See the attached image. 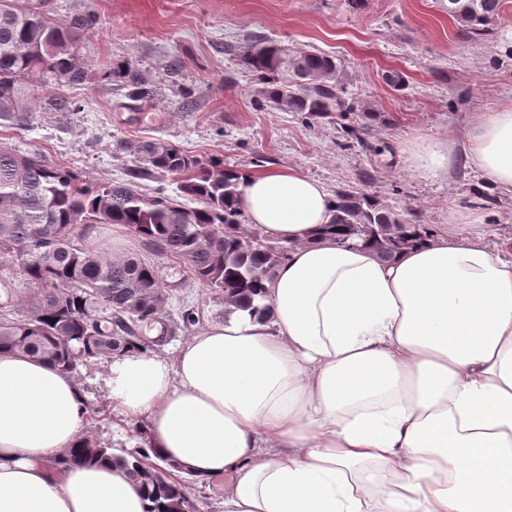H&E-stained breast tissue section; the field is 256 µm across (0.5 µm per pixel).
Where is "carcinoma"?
Listing matches in <instances>:
<instances>
[{"label": "carcinoma", "instance_id": "cac0c4a2", "mask_svg": "<svg viewBox=\"0 0 512 512\" xmlns=\"http://www.w3.org/2000/svg\"><path fill=\"white\" fill-rule=\"evenodd\" d=\"M42 0H0V127H24L31 103L46 112H75L81 99L72 90L93 80L81 54L85 34L100 26L87 11L59 22L41 10ZM469 37L491 33L501 0H440ZM246 61L260 77L264 103L295 112L306 123H334L347 144L368 148L369 131L385 124L380 112L356 111L346 95L341 64L313 51L288 48L255 38ZM103 75L126 89V98L153 96L148 73L131 61ZM126 179L89 183L78 172L54 165L38 153L0 141V264L16 267L35 285L21 299L0 279V354L33 357L75 375L150 343L143 329L165 330L166 299L160 296L156 266L137 254L114 257L92 241L99 224L123 227L127 236L151 252L185 265L187 278L224 299L233 310L262 315L265 284L287 259L288 247L268 241L237 207L245 175L221 158L202 160L159 139L129 146ZM172 175L179 193L148 181ZM371 172L360 175L362 189L339 190L330 202L331 219L321 234L343 247L365 246L383 261L434 236L410 209L398 210L365 190ZM23 314H18V304ZM122 464L145 492V512H198L188 497L192 479L177 476L146 449H116L87 431L51 462L60 474L73 463Z\"/></svg>", "mask_w": 512, "mask_h": 512}]
</instances>
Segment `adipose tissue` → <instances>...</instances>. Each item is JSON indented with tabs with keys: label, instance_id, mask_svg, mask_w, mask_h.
<instances>
[{
	"label": "adipose tissue",
	"instance_id": "1",
	"mask_svg": "<svg viewBox=\"0 0 512 512\" xmlns=\"http://www.w3.org/2000/svg\"><path fill=\"white\" fill-rule=\"evenodd\" d=\"M466 157L512 187V105L482 113ZM327 187L248 177L249 224L289 246L266 317L225 316L168 361L114 357L116 411L218 512H512V253L451 232L385 262L317 232ZM86 428L68 373L0 354V512H144L113 464L47 467Z\"/></svg>",
	"mask_w": 512,
	"mask_h": 512
}]
</instances>
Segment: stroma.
Instances as JSON below:
<instances>
[{
	"label": "stroma",
	"mask_w": 512,
	"mask_h": 512,
	"mask_svg": "<svg viewBox=\"0 0 512 512\" xmlns=\"http://www.w3.org/2000/svg\"><path fill=\"white\" fill-rule=\"evenodd\" d=\"M58 20L92 10L103 26L81 49L98 67L138 61L153 78L154 96L134 110L119 88L99 83L82 91L77 112H36L21 129L0 128V140L79 172L92 183L119 182L126 146L160 139L190 154L219 157L247 175L292 169L329 191L353 186L360 171L375 173L370 190L381 202L411 209L436 233L455 212L493 249L512 248V187L483 181L467 162L468 134L481 113L512 105V0H505L490 36H463L439 0H50ZM260 36L289 50L320 52L341 61L347 94L359 109L383 113L369 148L341 147L335 124L309 126L292 112L257 106L259 85L225 43L245 46ZM177 78H169V70ZM404 76L402 88L388 75ZM437 140L452 149L449 171L425 178L406 161V146ZM386 144L377 155L373 146ZM493 194L496 206L476 194ZM153 261L171 292L165 312L177 326L154 354L171 360L194 329L223 320L216 293L186 280L176 263ZM193 308L194 327L180 326ZM105 366L81 370L76 380L90 407L101 409L89 427L115 448L136 436L113 412Z\"/></svg>",
	"instance_id": "obj_1"
}]
</instances>
